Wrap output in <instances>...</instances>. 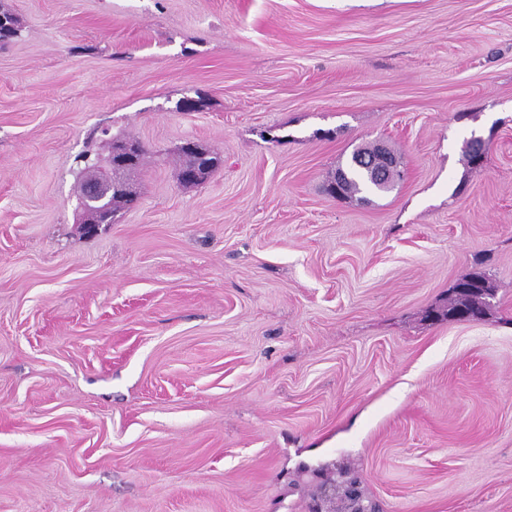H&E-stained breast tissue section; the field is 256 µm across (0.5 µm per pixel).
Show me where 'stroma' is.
I'll use <instances>...</instances> for the list:
<instances>
[{"label":"stroma","mask_w":512,"mask_h":512,"mask_svg":"<svg viewBox=\"0 0 512 512\" xmlns=\"http://www.w3.org/2000/svg\"><path fill=\"white\" fill-rule=\"evenodd\" d=\"M7 3L0 512H512V0ZM104 128L148 163L88 236ZM378 142L403 179L327 194ZM180 150H185L179 151V177L184 183L187 181V177L199 166L198 159L202 164V176H206L213 165L219 164V160L212 158L209 148L201 141L188 140L180 146ZM475 278H485L489 283L488 288H477L475 291L476 296H486L489 294L490 288H493L489 278L482 272L472 271L458 278L448 290V303L443 313V316L447 317L448 321H480L490 314L491 305L489 303L482 305L476 302L473 299L472 288H468L469 282ZM460 306L470 309L472 312L471 316L464 317L463 313L459 310Z\"/></svg>","instance_id":"obj_1"}]
</instances>
